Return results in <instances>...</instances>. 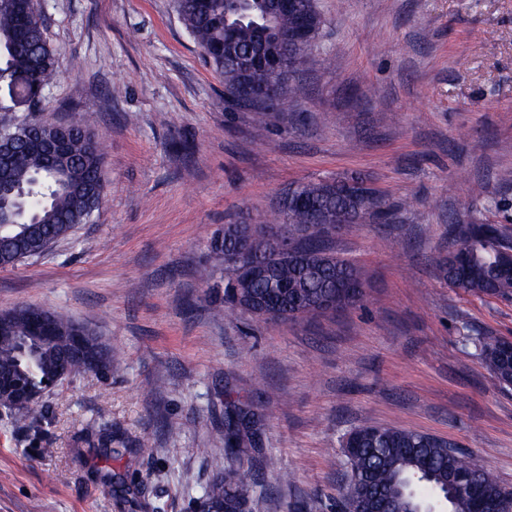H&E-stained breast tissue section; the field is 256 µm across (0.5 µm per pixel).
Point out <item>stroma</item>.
Masks as SVG:
<instances>
[{"mask_svg":"<svg viewBox=\"0 0 512 512\" xmlns=\"http://www.w3.org/2000/svg\"><path fill=\"white\" fill-rule=\"evenodd\" d=\"M62 64L42 106L93 116L106 197L49 254L0 268V313L34 305L112 345L108 376L44 390L40 422L0 408V512H196L217 466L249 512H343V443L376 424L458 444L512 488V386L480 340H512V297L460 293L437 261L452 223L512 241V0H317L296 110L225 107L173 0H38ZM360 175L382 196L327 241L365 277L360 309L311 321L217 316L225 225L297 182ZM256 413L243 455L230 407ZM111 431L122 456L85 440ZM112 472L111 486L93 476Z\"/></svg>","mask_w":512,"mask_h":512,"instance_id":"stroma-1","label":"stroma"}]
</instances>
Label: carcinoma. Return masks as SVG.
<instances>
[{
  "mask_svg": "<svg viewBox=\"0 0 512 512\" xmlns=\"http://www.w3.org/2000/svg\"><path fill=\"white\" fill-rule=\"evenodd\" d=\"M174 2L179 19L204 59L224 78V91L234 93L257 52L267 16L266 0ZM301 17L320 28L316 0H294L292 11L281 14L276 24L286 54L304 61L313 43L299 47L288 42V34ZM228 25L234 27L231 38L225 35ZM59 75L57 52L45 37L43 19L33 0H0V84L41 90ZM0 129L22 140L12 163L10 187L34 196V208L24 214L17 211L16 195L0 197L6 200V207L0 209V226L6 225L0 259L11 261L44 253L47 238H64L73 224L88 221L95 211V191L84 183L63 181L61 173L77 165L85 179L100 178L103 150L90 125L75 122L67 137L68 157L50 167L41 144L27 133L26 121ZM381 207L376 190L362 180L323 179L288 188L271 217L260 224L242 221L224 225V233L211 240L212 252L224 262L220 307L231 312L238 309L236 289L270 303L273 320L314 319L324 315L326 304L337 311L355 307L362 299L357 288L363 284V273L328 250L325 239L336 234V227H344L342 219L352 221L361 214L383 216ZM264 229L295 239L305 259L299 261L278 252L276 237L262 233ZM450 231L464 251L460 257L440 262L448 284L465 294L511 297L512 272L503 268L500 254L512 247L502 243L498 229L489 224H454ZM247 256L266 260L273 271L271 279L244 284L238 269ZM31 312L30 306L15 309L0 326V373L7 375V385L0 387V407L6 409L18 389L43 391L53 386L60 362L70 353L65 336L73 321L53 313L56 337L37 340L30 326ZM480 347L491 375L505 386L512 385V342L486 336ZM255 426L252 415L236 413L226 434L228 447L246 452ZM349 439L352 448L346 463L352 500H359L366 490L374 497L390 500L393 512H416L422 506L416 492L423 490L444 499L448 512H471L472 501L459 498L448 486L449 476L469 472L470 460L459 452L448 453V441L396 426L370 424L353 430ZM95 452L105 459L121 454V449L112 447V432L98 437ZM473 483L481 492L485 512H501V500L512 498V490L488 469L477 473ZM247 492V472L230 464L218 469L205 498L224 512H244Z\"/></svg>",
  "mask_w": 512,
  "mask_h": 512,
  "instance_id": "carcinoma-1",
  "label": "carcinoma"
}]
</instances>
